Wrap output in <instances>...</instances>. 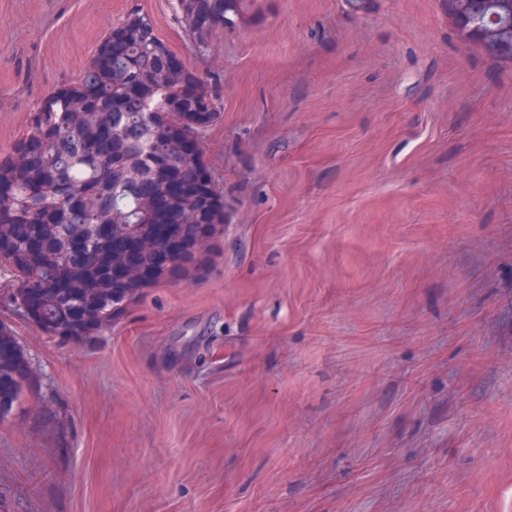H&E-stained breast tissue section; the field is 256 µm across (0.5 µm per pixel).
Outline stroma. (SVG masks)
<instances>
[{
	"label": "stroma",
	"mask_w": 512,
	"mask_h": 512,
	"mask_svg": "<svg viewBox=\"0 0 512 512\" xmlns=\"http://www.w3.org/2000/svg\"><path fill=\"white\" fill-rule=\"evenodd\" d=\"M175 0H0V157L138 7L223 72L204 278L96 344L0 304L41 389L0 512H512V65L444 0H257L198 53ZM445 2L448 4V17L451 19L459 39L479 44L489 42L488 32L483 28L477 31L474 27L465 24L464 13L460 8L461 0H446Z\"/></svg>",
	"instance_id": "1"
}]
</instances>
